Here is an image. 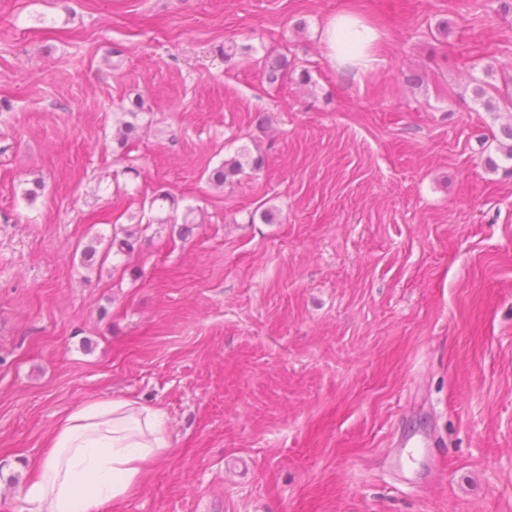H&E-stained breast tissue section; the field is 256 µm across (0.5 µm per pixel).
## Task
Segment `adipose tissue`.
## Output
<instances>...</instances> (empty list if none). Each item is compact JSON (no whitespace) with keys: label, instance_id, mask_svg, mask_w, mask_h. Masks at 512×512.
Wrapping results in <instances>:
<instances>
[{"label":"adipose tissue","instance_id":"obj_1","mask_svg":"<svg viewBox=\"0 0 512 512\" xmlns=\"http://www.w3.org/2000/svg\"><path fill=\"white\" fill-rule=\"evenodd\" d=\"M376 31L352 13L324 31L330 60L366 67ZM172 446L165 411L136 400L91 402L61 419L33 482L20 491L30 512H116L141 485L146 465Z\"/></svg>","mask_w":512,"mask_h":512}]
</instances>
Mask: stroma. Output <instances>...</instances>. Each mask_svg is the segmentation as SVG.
<instances>
[{
    "label": "stroma",
    "mask_w": 512,
    "mask_h": 512,
    "mask_svg": "<svg viewBox=\"0 0 512 512\" xmlns=\"http://www.w3.org/2000/svg\"><path fill=\"white\" fill-rule=\"evenodd\" d=\"M501 3L0 0V512L112 398L172 440L120 512H512ZM347 11L363 71L327 57ZM377 39L372 27L349 12L331 18L324 31L328 56L341 67H368ZM245 166H251L253 170L259 169L262 166V160L252 159L248 152L242 150L236 157L224 161V164L214 169L210 179L214 180L218 186H222L229 178L243 173Z\"/></svg>",
    "instance_id": "1"
}]
</instances>
